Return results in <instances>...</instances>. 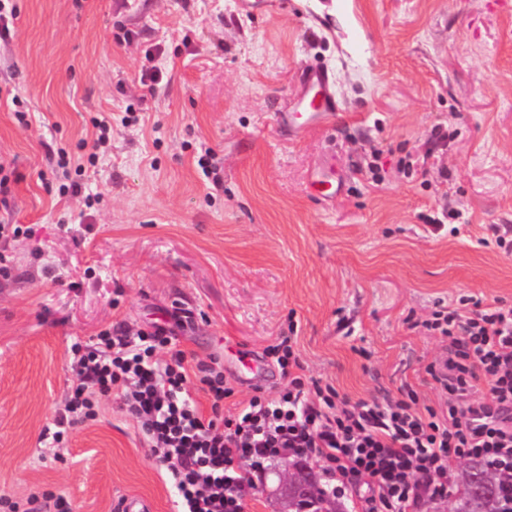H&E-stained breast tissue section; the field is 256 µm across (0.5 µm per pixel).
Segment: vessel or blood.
Here are the masks:
<instances>
[{
  "mask_svg": "<svg viewBox=\"0 0 512 512\" xmlns=\"http://www.w3.org/2000/svg\"><path fill=\"white\" fill-rule=\"evenodd\" d=\"M304 95L293 107L279 113L277 122L291 133L308 132L321 127L336 111V94L331 77L324 69L313 67L301 74Z\"/></svg>",
  "mask_w": 512,
  "mask_h": 512,
  "instance_id": "vessel-or-blood-1",
  "label": "vessel or blood"
}]
</instances>
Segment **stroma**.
I'll return each mask as SVG.
<instances>
[{
    "label": "stroma",
    "mask_w": 512,
    "mask_h": 512,
    "mask_svg": "<svg viewBox=\"0 0 512 512\" xmlns=\"http://www.w3.org/2000/svg\"><path fill=\"white\" fill-rule=\"evenodd\" d=\"M0 43V497L66 512L148 499L168 473L115 397L45 435L69 398L74 342L181 319L188 360L219 358L247 401L240 350L295 337L309 377L351 402L414 390L446 339L433 310L470 295L512 306V0H14ZM309 66L335 80L325 127L277 115ZM153 80L151 86L142 77ZM31 112L14 118L12 96ZM112 139L95 148V120ZM82 166L59 196L50 153ZM332 169L324 201L307 181ZM20 226L13 235L12 226ZM265 472L245 512H283Z\"/></svg>",
    "instance_id": "stroma-1"
}]
</instances>
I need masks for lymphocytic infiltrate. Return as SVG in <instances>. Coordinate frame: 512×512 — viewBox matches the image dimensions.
<instances>
[{
  "label": "lymphocytic infiltrate",
  "mask_w": 512,
  "mask_h": 512,
  "mask_svg": "<svg viewBox=\"0 0 512 512\" xmlns=\"http://www.w3.org/2000/svg\"><path fill=\"white\" fill-rule=\"evenodd\" d=\"M462 296L422 323L444 336L448 353L426 372L442 397L418 406L414 392L386 407L350 404L307 377L290 337L265 354L287 384L256 390L239 413H222L236 394L217 360L187 367L163 324L129 335L99 334L74 345L72 395L53 420L62 443L75 425L95 420L100 397L117 395L169 473L183 512H244L252 475L291 455L321 462L329 491L361 494L365 512H421L424 498L448 495L453 462L478 460L498 472L512 496V306L472 309ZM196 379L212 399L204 416L186 393ZM485 392H478V384Z\"/></svg>",
  "instance_id": "1"
}]
</instances>
